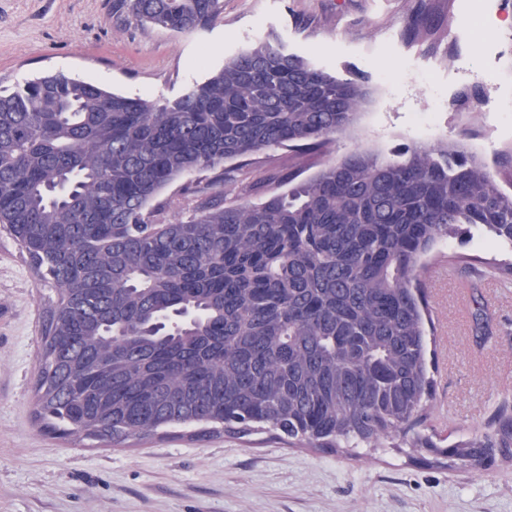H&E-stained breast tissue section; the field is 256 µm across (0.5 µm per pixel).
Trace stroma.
Here are the masks:
<instances>
[{
    "label": "stroma",
    "mask_w": 512,
    "mask_h": 512,
    "mask_svg": "<svg viewBox=\"0 0 512 512\" xmlns=\"http://www.w3.org/2000/svg\"><path fill=\"white\" fill-rule=\"evenodd\" d=\"M418 0H224L211 25L175 33L114 16L112 0H0V88L62 73L129 97L173 98L265 41L368 92L353 125L317 153L251 156L224 199L255 202L360 148L456 143L512 187V0H435L438 41L412 40ZM192 173L163 189L167 219L191 215ZM511 262L476 230L435 245L428 286L436 372L426 429L449 441L481 430L512 402V288L474 282L465 260ZM52 285L37 282L0 230V512H512V463L429 465L413 448L349 457L266 434L168 436L114 447L73 442L33 414L40 327ZM491 321L477 332L474 315Z\"/></svg>",
    "instance_id": "obj_1"
}]
</instances>
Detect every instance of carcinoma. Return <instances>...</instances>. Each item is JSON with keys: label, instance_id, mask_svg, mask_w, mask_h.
<instances>
[{"label": "carcinoma", "instance_id": "cac0c4a2", "mask_svg": "<svg viewBox=\"0 0 512 512\" xmlns=\"http://www.w3.org/2000/svg\"><path fill=\"white\" fill-rule=\"evenodd\" d=\"M432 0L409 26L437 34ZM223 0H112L170 31L212 24ZM357 78L280 43L242 52L174 99L64 74L0 89V228L45 311L34 417L123 445L199 425L272 432L339 452L401 439L463 467L512 460V405L443 448L421 427L434 396L423 257L461 226L512 244V191L456 144L386 159L357 149L252 203L201 201L167 222L159 193L194 170L275 147L320 150L356 119Z\"/></svg>", "mask_w": 512, "mask_h": 512}]
</instances>
